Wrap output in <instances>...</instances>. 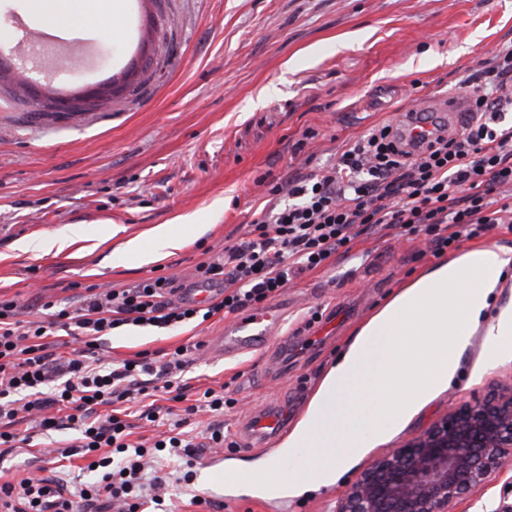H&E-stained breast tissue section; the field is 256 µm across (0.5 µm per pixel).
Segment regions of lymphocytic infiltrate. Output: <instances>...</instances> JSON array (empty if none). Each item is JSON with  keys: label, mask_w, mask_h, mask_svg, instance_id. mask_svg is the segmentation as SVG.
<instances>
[{"label": "lymphocytic infiltrate", "mask_w": 512, "mask_h": 512, "mask_svg": "<svg viewBox=\"0 0 512 512\" xmlns=\"http://www.w3.org/2000/svg\"><path fill=\"white\" fill-rule=\"evenodd\" d=\"M486 74L485 83L460 85L469 112L459 131L438 132L412 149L396 124L385 123L344 151L337 167L277 181L273 193H287L289 204L254 220L240 242L195 267L197 282L223 288L206 302L176 301L182 287L165 275L105 292L86 287L76 306L44 303L42 320H20L19 303L0 299V447H17L19 414L35 412L42 430L74 431L77 447L95 457L100 470L96 481L77 489L36 474L0 482V512H139L146 501L161 500L166 479L157 465L164 456L180 459V479L190 481L194 438L179 432L134 444L124 419L97 413L131 401L151 383L171 388L186 366L180 348L161 364L144 355L93 365L90 355L115 328H179L262 307L283 292L290 273L326 267L349 252L363 225L425 235L439 255L460 237L511 224L512 201L494 190L512 187V128L500 126L512 108V91L505 88L512 48L496 55ZM58 328L77 347L55 358L47 338Z\"/></svg>", "instance_id": "f902f5d3"}]
</instances>
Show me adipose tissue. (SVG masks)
<instances>
[{"instance_id":"obj_1","label":"adipose tissue","mask_w":512,"mask_h":512,"mask_svg":"<svg viewBox=\"0 0 512 512\" xmlns=\"http://www.w3.org/2000/svg\"><path fill=\"white\" fill-rule=\"evenodd\" d=\"M26 10L57 35L96 30L115 15L112 0H28ZM512 273V248L465 250L409 282L357 332L324 376L304 416L283 442L285 452L309 449L287 470L281 456L254 466L253 484L297 494L335 482L339 470L386 441L426 403L447 389L475 335L489 344L480 370L496 367L512 341V301L485 318ZM388 400L366 405L367 393Z\"/></svg>"}]
</instances>
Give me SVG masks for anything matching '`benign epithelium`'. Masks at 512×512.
<instances>
[{"label": "benign epithelium", "mask_w": 512, "mask_h": 512, "mask_svg": "<svg viewBox=\"0 0 512 512\" xmlns=\"http://www.w3.org/2000/svg\"><path fill=\"white\" fill-rule=\"evenodd\" d=\"M512 470V389L451 407L430 430L367 467L333 512H453Z\"/></svg>", "instance_id": "1"}]
</instances>
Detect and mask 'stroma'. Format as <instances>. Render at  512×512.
<instances>
[{
	"label": "stroma",
	"mask_w": 512,
	"mask_h": 512,
	"mask_svg": "<svg viewBox=\"0 0 512 512\" xmlns=\"http://www.w3.org/2000/svg\"><path fill=\"white\" fill-rule=\"evenodd\" d=\"M117 9L118 22L104 20L92 37V62L75 74L63 62L39 81L70 95L122 79L135 65L148 69L146 84L92 112H40L0 93V296L17 300L25 320L41 316L45 302L73 301L79 285L103 291L159 274L188 279L208 252L234 245L247 224L287 204V195L269 193V177L332 167L369 129L397 121L424 97L483 82L487 61L512 46V0H118ZM158 24L171 31L168 43H160ZM162 224L182 236L179 249L147 263L122 256L126 241H149ZM74 229L80 239L64 251L35 256L17 248L20 240ZM436 262L423 238L376 228L355 239L347 256L293 278L280 296L288 329L317 310L333 314V334L310 332L285 348L272 340L227 359L201 353L183 374L185 400L159 390L129 402V440L138 443L163 427L140 420L144 406L177 411L209 388L236 400L222 418L232 447L199 451L212 480L169 482L165 512H269L259 495L224 498L225 465L241 475L255 463L234 448L242 425L269 408L293 430L360 326ZM227 321L220 313L197 327L123 326L103 347L115 362L141 351L161 360ZM485 351L483 336H474L447 391L334 484L298 496L296 512H331L387 449L424 434L450 406L489 386H512V357L474 374ZM18 430L25 443L0 450L1 478L35 472L73 485L96 480L88 458L58 453L71 431L45 433L30 416ZM196 495L201 504H192ZM510 505L512 471L492 476L455 512Z\"/></svg>",
	"instance_id": "obj_1"
}]
</instances>
